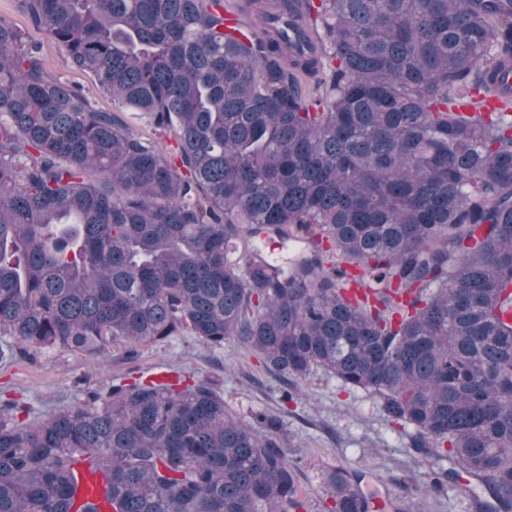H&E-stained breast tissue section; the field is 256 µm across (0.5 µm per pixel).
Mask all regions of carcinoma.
Wrapping results in <instances>:
<instances>
[{"mask_svg": "<svg viewBox=\"0 0 512 512\" xmlns=\"http://www.w3.org/2000/svg\"><path fill=\"white\" fill-rule=\"evenodd\" d=\"M318 44L224 34V0H19L121 112L90 108L0 18V336L104 357L188 332L289 381L373 396L429 489L512 512V0H294ZM304 244L287 269L253 240ZM372 293L347 298L342 284ZM46 418L0 400V512H307L283 421L242 424L208 378L116 379ZM323 474L327 512H369ZM79 503H92L98 508V512H112L105 503V480L103 475L81 472L79 477Z\"/></svg>", "mask_w": 512, "mask_h": 512, "instance_id": "obj_1", "label": "carcinoma"}]
</instances>
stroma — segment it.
I'll return each instance as SVG.
<instances>
[{"label": "stroma", "mask_w": 512, "mask_h": 512, "mask_svg": "<svg viewBox=\"0 0 512 512\" xmlns=\"http://www.w3.org/2000/svg\"><path fill=\"white\" fill-rule=\"evenodd\" d=\"M0 18L41 43L49 73L80 86L91 108L119 111V104L94 79L69 67L63 48L30 26L18 0H0ZM157 367L213 380L225 408L240 420L251 421L258 411L281 416L288 455L301 469L300 489L310 512H325L322 474L332 467L361 472L362 493L387 499V512H473L467 492L406 495L403 483L427 486L432 465L412 454L407 431L388 421L365 391H346L336 377L320 370L304 383L302 399L282 402L285 381L269 374L260 359L234 341L209 350L182 333L140 347L132 362L117 349L104 358L50 352L31 361L0 359V396L24 400L34 416L42 417L75 402L77 378L98 384L146 375Z\"/></svg>", "instance_id": "1"}]
</instances>
